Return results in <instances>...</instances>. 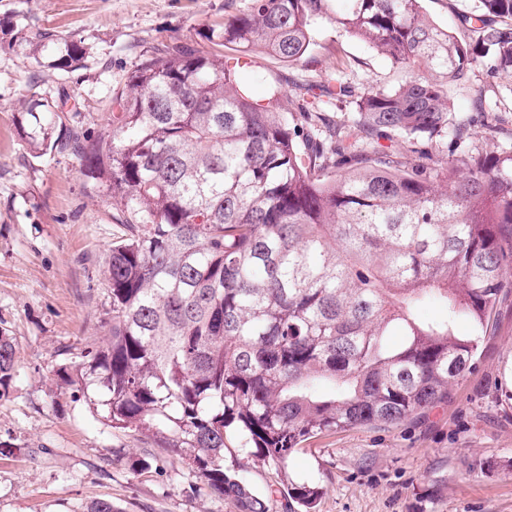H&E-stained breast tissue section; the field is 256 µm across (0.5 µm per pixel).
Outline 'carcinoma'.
<instances>
[{
    "label": "carcinoma",
    "mask_w": 512,
    "mask_h": 512,
    "mask_svg": "<svg viewBox=\"0 0 512 512\" xmlns=\"http://www.w3.org/2000/svg\"><path fill=\"white\" fill-rule=\"evenodd\" d=\"M421 2L250 0L224 19V43L288 65L334 23L407 72L392 89L356 90L342 61L291 100L256 98L223 54L175 45L129 73L93 138L55 134L68 99L24 96L23 138L41 156L72 151L126 229L100 269L108 338L63 382L235 512H270L236 475L241 453L311 512L321 491L289 479L295 447L448 397L477 349L456 322L483 326L512 289V151L429 148L468 135L449 124L448 87L512 72V0H474L468 44ZM85 53L60 39L48 67ZM348 98L352 122L330 123ZM432 301L445 316L425 321ZM16 354L1 334L0 397Z\"/></svg>",
    "instance_id": "cac0c4a2"
}]
</instances>
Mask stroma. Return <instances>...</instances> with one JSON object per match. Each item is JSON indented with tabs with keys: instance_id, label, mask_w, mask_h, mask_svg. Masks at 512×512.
Returning <instances> with one entry per match:
<instances>
[{
	"instance_id": "stroma-1",
	"label": "stroma",
	"mask_w": 512,
	"mask_h": 512,
	"mask_svg": "<svg viewBox=\"0 0 512 512\" xmlns=\"http://www.w3.org/2000/svg\"><path fill=\"white\" fill-rule=\"evenodd\" d=\"M249 0H0V331L17 350L14 378L0 398V512H87L112 500L120 512H234L193 484L177 463L158 457L134 472L122 456L149 455L150 442L104 425L60 379L62 366L101 346L108 304L99 269L123 233L91 192L76 156H35L19 130L20 98H70L66 126L95 135L129 72L165 47L189 44L241 56L212 34ZM84 41L82 68L60 72L31 51L41 33ZM239 76L261 96L295 98L299 84L349 61L355 87L393 88L403 71L360 39L324 24L303 63L260 52ZM507 106L497 146L512 147V73L474 77L449 91L451 117L481 143L475 92ZM479 341L473 364L447 398L396 426L323 433L299 445L288 475L323 489L317 512H512V293H501L488 326L458 321Z\"/></svg>"
}]
</instances>
